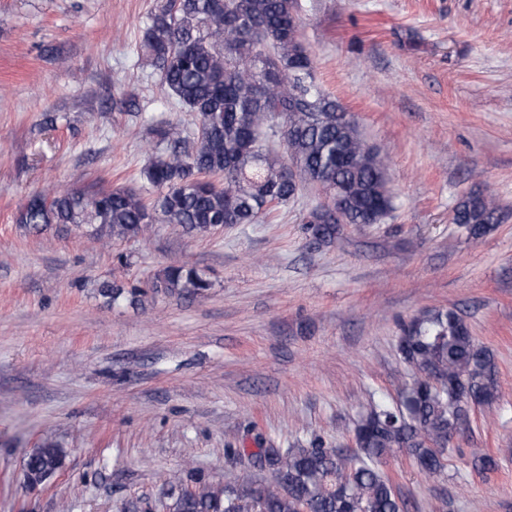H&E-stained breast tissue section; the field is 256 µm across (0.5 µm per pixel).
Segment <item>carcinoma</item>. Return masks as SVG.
<instances>
[{
	"label": "carcinoma",
	"instance_id": "carcinoma-1",
	"mask_svg": "<svg viewBox=\"0 0 512 512\" xmlns=\"http://www.w3.org/2000/svg\"><path fill=\"white\" fill-rule=\"evenodd\" d=\"M178 104L195 114L188 133L154 121L165 148L141 171L142 191H53L33 195L16 221L34 229L62 224L93 228L100 240L135 238L151 224H176L206 235L226 224H261L312 185L325 201L309 213L320 241L336 235L324 219L341 202L348 224H373L394 209L384 161L354 118L325 93L302 40L292 0H161L140 45ZM499 205L487 188L466 194L453 222L474 237L497 222ZM160 287L198 295L211 287L187 264L157 277ZM112 302H140L142 292L104 283ZM398 354L413 371L398 401L375 398L356 429L358 447L229 448L269 469L271 483L214 488L195 475L172 512H402L394 481L381 470L394 450L440 477L448 443L469 424V400L496 397L493 359L477 346L455 311L406 324ZM64 449L44 443L26 460V479L42 484L62 468Z\"/></svg>",
	"mask_w": 512,
	"mask_h": 512
}]
</instances>
